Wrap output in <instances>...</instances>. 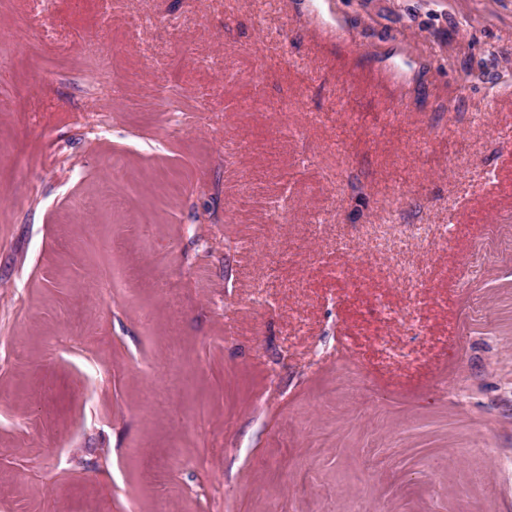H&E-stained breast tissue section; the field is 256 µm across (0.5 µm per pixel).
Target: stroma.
I'll use <instances>...</instances> for the list:
<instances>
[{
  "label": "stroma",
  "instance_id": "stroma-1",
  "mask_svg": "<svg viewBox=\"0 0 512 512\" xmlns=\"http://www.w3.org/2000/svg\"><path fill=\"white\" fill-rule=\"evenodd\" d=\"M56 8L0 0V512H512V0Z\"/></svg>",
  "mask_w": 512,
  "mask_h": 512
}]
</instances>
